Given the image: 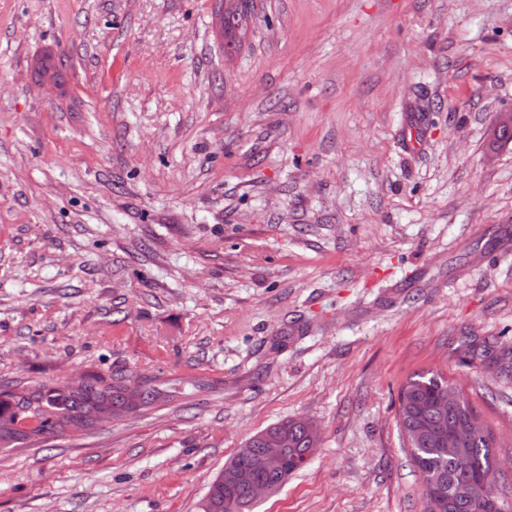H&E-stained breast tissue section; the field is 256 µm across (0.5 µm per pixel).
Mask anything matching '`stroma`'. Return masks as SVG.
Returning <instances> with one entry per match:
<instances>
[{
	"mask_svg": "<svg viewBox=\"0 0 512 512\" xmlns=\"http://www.w3.org/2000/svg\"><path fill=\"white\" fill-rule=\"evenodd\" d=\"M253 5L230 45L214 0H0V389L174 393L0 448V512H201L299 416L317 451L253 512H424L425 370L512 502V0Z\"/></svg>",
	"mask_w": 512,
	"mask_h": 512,
	"instance_id": "obj_1",
	"label": "stroma"
}]
</instances>
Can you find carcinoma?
Instances as JSON below:
<instances>
[{
  "mask_svg": "<svg viewBox=\"0 0 512 512\" xmlns=\"http://www.w3.org/2000/svg\"><path fill=\"white\" fill-rule=\"evenodd\" d=\"M248 2L236 0L232 10L224 11V30L232 34L248 17ZM122 374L107 377L90 374L85 384L76 390L52 384L0 391V447L23 444L37 445L62 436L70 431L89 430L97 420L117 417L133 409L155 404L161 392L148 384L138 401L131 400L122 385ZM450 384L438 372H418L401 386L398 393L397 417L401 432H406L418 419H427L439 427L448 422L460 424V447L467 456L457 459L448 455L443 432H430L411 441L409 448L414 466L420 474V490L425 498V512H502L504 498L495 490L482 501H472L473 483L492 470L494 465V435L490 429L476 431L467 424L477 418L469 399L458 392L456 402L446 413L436 407L443 388ZM267 439L259 442L261 448H277L281 452L282 467L277 473L256 475L274 490H279L288 477L304 469L309 449L317 447L304 427L287 419L264 429ZM247 468V462L233 457L224 464L208 488L203 499L202 512H251L253 502L247 486L236 481V474Z\"/></svg>",
  "mask_w": 512,
  "mask_h": 512,
  "instance_id": "1",
  "label": "carcinoma"
}]
</instances>
